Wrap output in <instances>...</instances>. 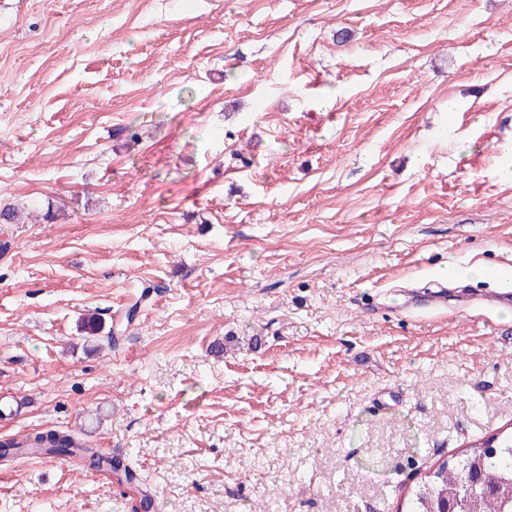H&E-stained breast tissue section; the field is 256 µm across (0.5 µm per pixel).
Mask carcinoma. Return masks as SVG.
<instances>
[{
	"label": "carcinoma",
	"mask_w": 512,
	"mask_h": 512,
	"mask_svg": "<svg viewBox=\"0 0 512 512\" xmlns=\"http://www.w3.org/2000/svg\"><path fill=\"white\" fill-rule=\"evenodd\" d=\"M496 447L497 454L487 455L480 442L472 441L463 451L462 460L481 467L484 485L498 488L497 496L487 497L478 488L467 490L462 460H445L421 474L408 512H433L440 501L457 495L466 500L467 512H512V432L500 433ZM22 453L73 459L136 489L145 484L144 475L131 458L104 454L67 431L49 429L31 433L21 441L0 440L1 459Z\"/></svg>",
	"instance_id": "carcinoma-1"
}]
</instances>
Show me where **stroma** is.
Segmentation results:
<instances>
[{
  "label": "stroma",
  "instance_id": "35a3bbf8",
  "mask_svg": "<svg viewBox=\"0 0 512 512\" xmlns=\"http://www.w3.org/2000/svg\"><path fill=\"white\" fill-rule=\"evenodd\" d=\"M509 142L512 0H5L0 205L53 218L0 224V437L160 512H407L512 430ZM135 497L0 461V512ZM22 453L73 459L83 467L104 471L117 483L126 484L136 489L145 484L144 475L131 458L104 454L99 448H93L67 431L49 429L31 433L22 441L0 440L1 459Z\"/></svg>",
  "mask_w": 512,
  "mask_h": 512
}]
</instances>
